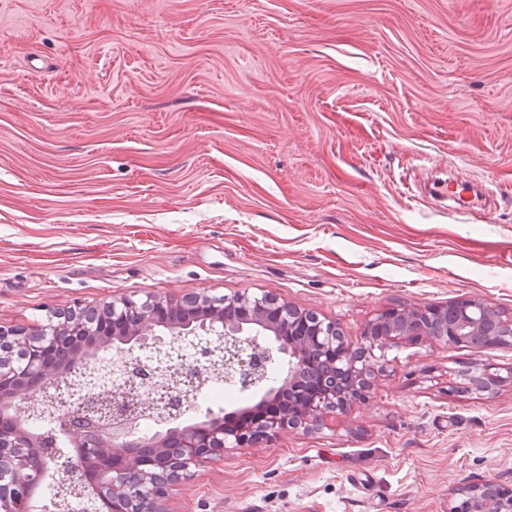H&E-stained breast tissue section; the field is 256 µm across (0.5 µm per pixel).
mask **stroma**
<instances>
[{"label": "stroma", "instance_id": "35a3bbf8", "mask_svg": "<svg viewBox=\"0 0 512 512\" xmlns=\"http://www.w3.org/2000/svg\"><path fill=\"white\" fill-rule=\"evenodd\" d=\"M490 187L455 212L442 185ZM268 294L360 347L512 321V0H0V325ZM343 413L228 448L168 512H452L512 490V341L400 337ZM496 375L457 392L465 370ZM458 302L449 304L448 307L439 309L437 313L432 311V308L422 309L413 308L410 310L400 309L397 318L407 315L411 318L414 324L422 323L425 336H430L437 339H442L454 344L465 342L472 346H487L493 344L506 343V337L502 325L503 320L500 318L499 313L491 308H481L479 304L472 306L471 311L475 318L479 319L480 322L475 326H467L461 331L459 336L449 335V331L442 332V326L439 322L440 317L443 314L441 310H448V315L457 312ZM489 485H494L490 481L469 486L464 492L468 498L463 499L455 508L457 512H472L470 499L477 503L474 512H510L512 510V501H503L493 505L489 500ZM470 498V499H469Z\"/></svg>", "mask_w": 512, "mask_h": 512}]
</instances>
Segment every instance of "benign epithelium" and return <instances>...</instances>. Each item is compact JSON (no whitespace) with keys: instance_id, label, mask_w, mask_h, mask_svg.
Segmentation results:
<instances>
[{"instance_id":"1","label":"benign epithelium","mask_w":512,"mask_h":512,"mask_svg":"<svg viewBox=\"0 0 512 512\" xmlns=\"http://www.w3.org/2000/svg\"><path fill=\"white\" fill-rule=\"evenodd\" d=\"M206 296L187 297L178 306L190 315L180 321L167 317L170 305L155 298L125 299L101 308L78 307L55 311L35 333L0 326V343L20 338L24 356L17 362L0 355V512H37L35 491L57 480L63 470L80 476L83 496L91 512H166L169 488L189 477L200 461L221 454L224 447H242L255 428L274 434L286 422L277 409L283 389L305 367L300 352L281 344L298 317L292 310L275 319L245 317L228 322L220 310L209 308ZM335 325L318 323L304 335L323 351L334 353L324 338L334 336ZM224 341V367L242 368V387L259 394L247 413V422L235 428L224 419L188 418L189 403L176 386L168 388L161 424L165 431L153 437L138 434L136 410L127 401L98 407L97 395L112 392L120 375H135L133 350H152L168 343L184 344L186 372L211 360L212 340ZM90 345L112 353V360L90 367L84 352ZM52 378L73 379L70 397L83 401L86 424L74 421L69 401L62 400L54 427L33 432L18 414L20 402L34 399ZM253 428H248V423ZM75 448H109L112 455L95 454L82 462ZM491 482L472 485L466 496L477 503L474 512H512V501L496 505L489 500Z\"/></svg>"}]
</instances>
